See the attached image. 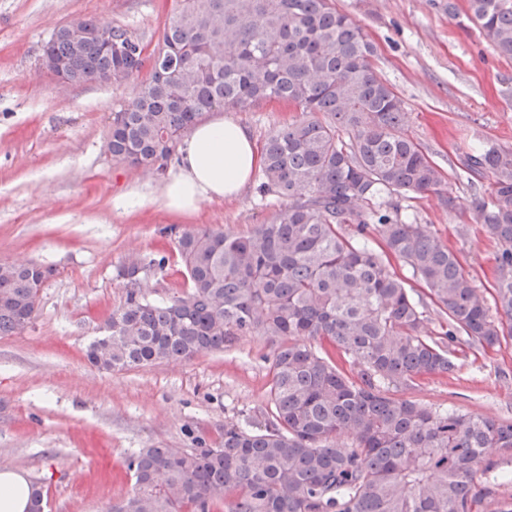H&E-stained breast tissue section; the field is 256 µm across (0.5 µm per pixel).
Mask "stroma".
<instances>
[{
	"mask_svg": "<svg viewBox=\"0 0 512 512\" xmlns=\"http://www.w3.org/2000/svg\"><path fill=\"white\" fill-rule=\"evenodd\" d=\"M467 0H335L376 46L373 67L402 98L404 130L444 176L439 191L398 199L401 212L451 249L483 293L497 275L496 244L475 207L490 198L489 174L462 161L486 145L512 149V59L471 24L448 13ZM171 0H0V262L53 266L33 322L0 336V469L37 484L46 512H107L132 486L129 455L142 448H197L224 438L226 424L267 422L274 347L252 333L189 361L122 371L91 365L87 346L123 295L116 269L130 256L165 253L164 269L142 275L149 298L185 291L187 279L170 227L242 235L280 206L258 184L231 200L201 203L191 216L155 205L165 174L113 161L102 150L113 108L131 101L138 78L120 85L60 87L42 69V48L75 18H97L155 45ZM255 143L300 118L263 105L224 108ZM459 205L446 208L442 195ZM148 197L143 207L135 199ZM457 368L396 389L438 409L512 420V341L483 349L453 345Z\"/></svg>",
	"mask_w": 512,
	"mask_h": 512,
	"instance_id": "1",
	"label": "stroma"
}]
</instances>
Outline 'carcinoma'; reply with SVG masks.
<instances>
[{
    "label": "carcinoma",
    "instance_id": "cac0c4a2",
    "mask_svg": "<svg viewBox=\"0 0 512 512\" xmlns=\"http://www.w3.org/2000/svg\"><path fill=\"white\" fill-rule=\"evenodd\" d=\"M466 17L512 58V0H468ZM104 21L58 28L42 56L64 59L72 84L150 78L112 112V159L162 173L190 129L226 107L283 103L304 117L270 133L261 194L282 200L243 236L182 228L175 243L188 290L155 302L150 265L117 270L124 295L87 360L107 371L187 361L259 333L275 345L267 423L224 425L212 448H141L133 486L108 512H512L500 462L512 422L441 412L389 394L455 369L460 337L493 349L512 339V150L466 157L493 178L478 219L498 245L493 305L427 225L383 209L387 195L438 189L442 171L403 131L404 102L373 70L375 47L331 0H173L161 36L111 27L112 52L91 37ZM352 232L343 231V225ZM376 236L381 248L373 246ZM407 264L447 316L435 339L423 299L391 267ZM55 269L0 263V335L35 319Z\"/></svg>",
    "mask_w": 512,
    "mask_h": 512
}]
</instances>
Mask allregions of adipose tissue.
<instances>
[{"mask_svg":"<svg viewBox=\"0 0 512 512\" xmlns=\"http://www.w3.org/2000/svg\"><path fill=\"white\" fill-rule=\"evenodd\" d=\"M260 165L242 126L221 117L199 122L183 140L179 172L165 185L159 203L168 211L191 214L203 201L235 198Z\"/></svg>","mask_w":512,"mask_h":512,"instance_id":"ef3b65f1","label":"adipose tissue"}]
</instances>
